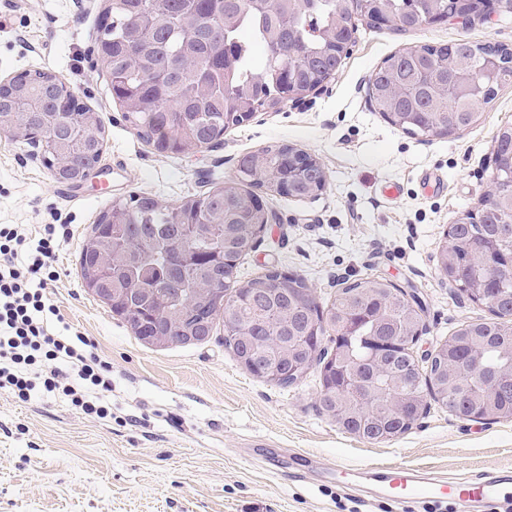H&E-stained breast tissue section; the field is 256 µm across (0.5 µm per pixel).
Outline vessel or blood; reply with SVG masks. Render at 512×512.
<instances>
[{
	"mask_svg": "<svg viewBox=\"0 0 512 512\" xmlns=\"http://www.w3.org/2000/svg\"><path fill=\"white\" fill-rule=\"evenodd\" d=\"M382 472V495L396 503L448 499L456 502L458 512H469L475 501L512 500V471L472 481L428 479L404 466H386Z\"/></svg>",
	"mask_w": 512,
	"mask_h": 512,
	"instance_id": "1",
	"label": "vessel or blood"
}]
</instances>
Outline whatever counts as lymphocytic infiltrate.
Listing matches in <instances>:
<instances>
[{
	"label": "lymphocytic infiltrate",
	"mask_w": 512,
	"mask_h": 512,
	"mask_svg": "<svg viewBox=\"0 0 512 512\" xmlns=\"http://www.w3.org/2000/svg\"><path fill=\"white\" fill-rule=\"evenodd\" d=\"M66 224H0V390L19 401L60 399L80 414L112 416V365L92 340L60 330L63 318L48 299L59 278Z\"/></svg>",
	"instance_id": "obj_1"
}]
</instances>
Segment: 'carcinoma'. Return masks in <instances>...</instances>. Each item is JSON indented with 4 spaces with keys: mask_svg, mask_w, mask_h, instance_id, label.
Segmentation results:
<instances>
[{
    "mask_svg": "<svg viewBox=\"0 0 512 512\" xmlns=\"http://www.w3.org/2000/svg\"><path fill=\"white\" fill-rule=\"evenodd\" d=\"M452 8L451 0H380L377 12L400 32L422 29L428 19ZM370 13L362 0H157L152 15L142 0H117L112 14L99 25L97 54L110 76L112 97L124 108V118L140 138L159 153L187 154L224 131L240 126L260 110H273L288 97L342 66L340 43L353 22ZM264 57L255 58L256 46ZM40 73L20 76L5 96L0 125L14 119L13 98L42 103L45 84ZM512 83V49L480 44L462 37L447 44H422L389 55L370 76V100L375 111L402 114L403 131L430 139L443 131L473 126L478 109L490 102L500 86ZM25 125L53 138L68 155L79 158V144L67 129L44 126L34 110ZM494 142L505 157L512 153V123L498 127ZM259 167L247 154L238 161V177L221 190L199 195L191 209L193 228L185 266L186 282L226 288L224 312L212 332L224 331V346L238 352V336H259L254 355L276 368V385L297 382L281 361L282 349L267 337L284 338L296 357H310L320 368L317 407L334 409L342 430L367 442L390 439L411 428L415 417L405 408L391 412L385 403L367 395L351 398L345 389L350 371L370 370L374 388H398L420 394L432 390L450 410L474 413L491 408L512 416V324L499 318L463 324L454 330L427 366L415 364L408 337L423 322L422 309L391 295V287L365 278L340 288L324 307L325 319L314 323L319 305L309 285L297 276L294 287L280 281L281 272L268 270L246 281L238 275L241 260L256 245L253 226L259 221L255 188L288 174L287 145L263 150ZM326 179L312 167L294 186V196H309L311 185ZM491 192L482 200L479 222L456 223L447 251L438 263L467 261L469 244L487 239L484 267L473 270L491 282L483 302L492 311H505L512 302V270L493 272L501 253L512 245V170L505 165L491 175ZM184 204L159 206L151 198L133 195L112 202L110 210L124 221L116 242L102 236L99 248L80 252V270L96 266L107 254L123 255L112 269V287L128 292L122 308L111 312L127 323L149 318L159 302L141 292L165 282V270L180 258L162 240L182 238L185 223L176 222ZM178 322L176 335L193 334L205 312L174 301L167 306ZM335 336H330V333ZM330 338L332 347L324 346Z\"/></svg>",
    "mask_w": 512,
    "mask_h": 512,
    "instance_id": "obj_1",
    "label": "carcinoma"
}]
</instances>
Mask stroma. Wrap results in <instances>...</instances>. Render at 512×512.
Here are the masks:
<instances>
[{
  "label": "stroma",
  "instance_id": "1",
  "mask_svg": "<svg viewBox=\"0 0 512 512\" xmlns=\"http://www.w3.org/2000/svg\"><path fill=\"white\" fill-rule=\"evenodd\" d=\"M104 0H0V80L46 71L61 78L105 130L96 174L60 193L41 158L0 134V224H68L61 278L49 299L71 331L112 364V418L79 414L39 396L0 391V512H380L366 479L336 485V464L403 463L436 479L512 468V420L459 418L430 403L412 428L369 443L317 409V373L289 388L247 372L220 336L203 344L146 345L82 286L79 255L113 200L135 192L177 204L231 179L240 156L272 144L322 164L325 188L307 199L273 193L276 215L242 262L241 278L274 267L303 277L321 301L341 282L388 279L422 303L433 350L461 323L490 318L440 274L445 231L475 210L491 172L498 125L512 122V84L499 88L473 126L423 141L374 112L372 71L403 48L461 37L512 48V9L465 27L448 20L397 33L359 22L342 68L305 104L259 112L225 132L216 148L162 154L123 118L94 51ZM434 173L440 191L424 188ZM400 186L396 197L386 184Z\"/></svg>",
  "mask_w": 512,
  "mask_h": 512
}]
</instances>
